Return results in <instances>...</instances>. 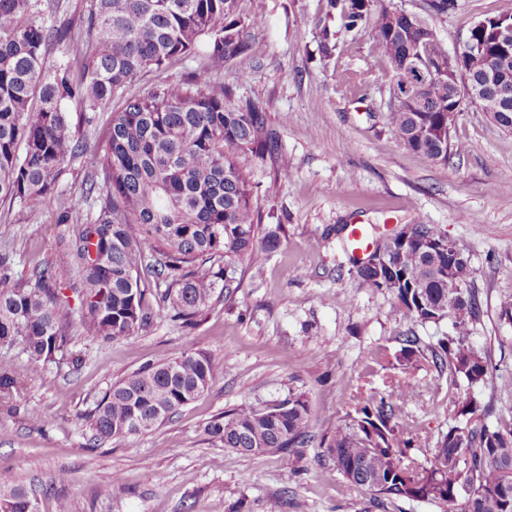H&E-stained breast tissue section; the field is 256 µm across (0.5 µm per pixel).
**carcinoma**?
<instances>
[{"mask_svg":"<svg viewBox=\"0 0 512 512\" xmlns=\"http://www.w3.org/2000/svg\"><path fill=\"white\" fill-rule=\"evenodd\" d=\"M243 16L239 0H93L78 26H48L61 0H0V201L25 206L37 219L58 196L60 176L70 163L89 157L90 174L75 240L54 258L17 278L14 258L0 249V341L18 343L34 361L75 368L69 324L73 313L106 340L144 327L143 307L156 288L161 307L184 326L195 323L213 301L216 288L231 287L225 272L260 245L281 243L283 227H262L253 186L238 158L279 154L264 108L231 103L224 89V66L249 48V29L258 24L262 4L252 0ZM326 17L354 31L370 27L375 44L390 60L393 85L402 87L405 61L415 54L428 75L414 99L388 114L395 138L408 150L436 163L465 153L448 137L453 105L448 77L432 76L438 56L429 50V23L366 0H327ZM472 31L464 54L463 77L484 85L493 53L494 18ZM204 58L178 81L145 94L127 95L143 72H165L174 61L193 58L200 43ZM62 59L49 60L54 47ZM512 130V99L481 91L472 102ZM112 108L96 130L94 147L76 137L70 111L91 126L97 112ZM386 262L367 254L354 272L364 288L386 291L418 322L452 320V334L437 340L431 363L440 373L473 388L490 375L487 358L472 343L470 324L480 315L471 290L469 254L437 224H414L403 243L378 239ZM77 270L82 288L79 310L71 307L64 275ZM417 336L405 338L397 362L418 363ZM204 352L163 359L140 368L107 389L88 416L96 441L151 431L194 401L216 379ZM20 382L12 366L0 362V404L16 410ZM411 397L396 386L378 399H358L346 419L321 439V447L353 485L388 500H421L441 512H512V424L490 427L466 401V426L441 434L424 464L408 458L415 426L401 415ZM308 400L288 393L276 403L244 405L212 420L205 432L242 454L299 448L311 442ZM34 490L0 486V512H35Z\"/></svg>","mask_w":512,"mask_h":512,"instance_id":"cac0c4a2","label":"carcinoma"}]
</instances>
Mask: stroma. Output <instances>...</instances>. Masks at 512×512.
<instances>
[{
  "label": "stroma",
  "mask_w": 512,
  "mask_h": 512,
  "mask_svg": "<svg viewBox=\"0 0 512 512\" xmlns=\"http://www.w3.org/2000/svg\"><path fill=\"white\" fill-rule=\"evenodd\" d=\"M387 2L428 18L449 53L474 23L512 14V0H454L443 14L432 13L428 0ZM325 5L263 0L248 51L223 73L235 103L263 105L288 158L284 172L269 156L245 163L263 223L287 229L280 246L244 258L239 288L218 289L195 328L158 312L151 293L144 306L155 318L126 337L103 339L73 318L78 371L0 347V361L11 362L21 382L18 410L0 409V485L35 489L37 512H267L274 498L283 500L282 512H440L430 502L374 499L336 469L319 438L345 417L352 399L386 395L397 383L415 392L402 413L415 423L408 455L418 461L431 457L439 434L464 425L455 404L465 398L489 408V425L512 422V322L498 313L500 299L512 295V133L468 104L452 130L466 147L462 158L444 165L407 150L387 124L385 57L369 31L325 22ZM327 29L336 39L326 60L320 45ZM87 172L83 159L65 168L59 204H81ZM274 178L279 189L266 195ZM59 204L34 224L20 205H0V248L13 252L16 276H28L76 234L77 225L58 223ZM347 224L361 225L369 237L398 224H436L469 251L482 308L472 342L491 368L484 385L468 388L427 364L376 361L379 351H399L410 332L428 350L451 322H415L389 293L361 287ZM198 351L218 368L208 390L148 433L92 444L87 415L112 383ZM291 391L308 398L314 443L243 455L206 435L224 411ZM30 408L42 413L40 423L28 420ZM62 471L67 479L60 482Z\"/></svg>",
  "instance_id": "stroma-1"
}]
</instances>
